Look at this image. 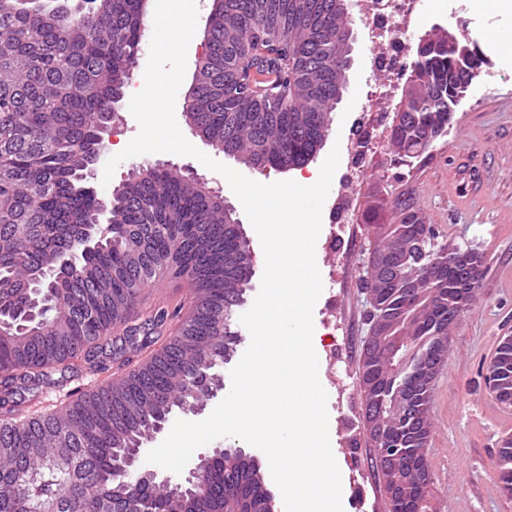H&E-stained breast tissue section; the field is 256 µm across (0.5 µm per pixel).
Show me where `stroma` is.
<instances>
[{"label": "stroma", "instance_id": "stroma-1", "mask_svg": "<svg viewBox=\"0 0 512 512\" xmlns=\"http://www.w3.org/2000/svg\"><path fill=\"white\" fill-rule=\"evenodd\" d=\"M417 14L407 33L409 45H416L432 29H444L472 38L487 54L488 63L460 102L447 134L409 165L393 166L388 138L380 136L378 156L362 157L366 169L358 180L354 205L357 213L374 212L376 224H390L395 219L393 199H410L425 222L433 225L437 245L480 257V286L469 311L450 331L448 353L433 382L426 447L432 481L426 512H512V496L502 493L497 468L503 442L512 439V406L499 404L485 380L500 340L512 336V13L481 12L474 9L472 0H420ZM351 21L355 42L347 72L348 91L313 162L317 168L333 147L353 149L360 138L355 125L372 83L370 42L359 12H352ZM112 155L111 148L105 149L94 167L90 184L99 197L110 198L114 187L144 161L190 168L210 187L222 191L234 206L254 253H261L260 240L223 176L195 158L154 153L122 162L105 186L101 176ZM341 233L352 243L341 268L331 270L323 249L315 251L325 283L313 311V346L316 353H323L327 339L322 320L334 313L344 327L337 337L344 353L334 370L337 383L346 391L328 395V429L334 434L342 425H351L360 451L358 463H350L348 449L340 443H332L331 448L341 475L358 468L365 490V503L357 511L350 485H343V512H389L390 501L374 467L359 386L369 332V298L362 279L378 239L373 226L362 222L345 225ZM331 273L336 276L332 284L327 281ZM189 305L188 284L169 272L145 287L139 309Z\"/></svg>", "mask_w": 512, "mask_h": 512}]
</instances>
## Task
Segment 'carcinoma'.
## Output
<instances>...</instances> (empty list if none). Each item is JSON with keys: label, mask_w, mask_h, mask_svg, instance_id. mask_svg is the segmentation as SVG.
Listing matches in <instances>:
<instances>
[{"label": "carcinoma", "mask_w": 512, "mask_h": 512, "mask_svg": "<svg viewBox=\"0 0 512 512\" xmlns=\"http://www.w3.org/2000/svg\"><path fill=\"white\" fill-rule=\"evenodd\" d=\"M0 0V512H178L172 488L116 489L112 463L154 434L187 402L210 400L203 373L224 358L218 335L236 320L250 279L233 259L245 239L225 229L224 208L176 168L145 165L112 196V232L77 267L50 275L58 256L96 222L104 202L88 185L102 126L111 121L142 51V0ZM351 25L336 0H224L205 25V52L184 120L211 146L256 170L301 164L339 104L335 70L318 60L336 51ZM469 59L439 36L414 49L408 67L421 104L391 128L401 159L416 158L428 137L442 135L486 63ZM397 220L376 224L387 273L370 285L380 312L416 304L415 291L438 289L432 311L398 322L404 345L363 364L365 401L381 398L387 444L406 479L391 512H425L431 475L410 440L412 424L390 411L393 394L418 393L427 420L432 380L420 364L448 335V308L480 268L459 273L405 199ZM190 279L194 309L176 332L163 327L179 312L161 309L140 321L143 288L169 270ZM136 367L92 391L76 386L134 359ZM60 404L43 409L49 395ZM261 468L240 463L209 479V495L187 512H266Z\"/></svg>", "instance_id": "cac0c4a2"}]
</instances>
